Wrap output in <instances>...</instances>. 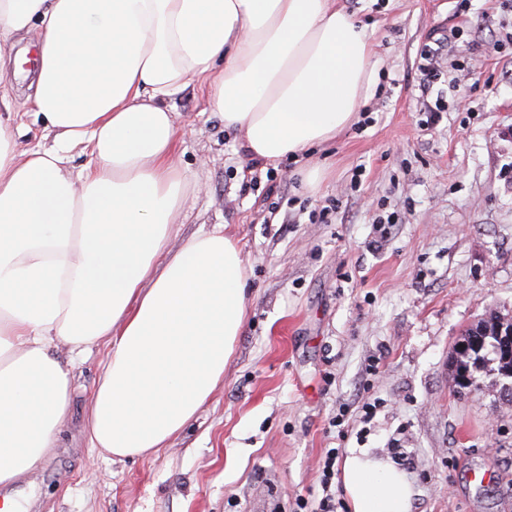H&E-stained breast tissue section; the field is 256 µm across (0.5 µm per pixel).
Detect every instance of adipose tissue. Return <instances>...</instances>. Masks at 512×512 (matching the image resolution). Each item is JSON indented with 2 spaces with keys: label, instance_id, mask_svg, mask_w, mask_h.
Masks as SVG:
<instances>
[{
  "label": "adipose tissue",
  "instance_id": "ef3b65f1",
  "mask_svg": "<svg viewBox=\"0 0 512 512\" xmlns=\"http://www.w3.org/2000/svg\"><path fill=\"white\" fill-rule=\"evenodd\" d=\"M25 34L53 143L17 157L0 90V487L39 466L68 414L58 344L108 348L86 432L114 460L168 447L224 381L247 277L223 225L169 248L189 182L172 100L207 83L225 128L275 166L348 127L375 73L337 0H0V62ZM342 484L353 512H411L413 484L383 456L351 450Z\"/></svg>",
  "mask_w": 512,
  "mask_h": 512
}]
</instances>
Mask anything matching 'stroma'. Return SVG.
<instances>
[{
    "label": "stroma",
    "instance_id": "obj_1",
    "mask_svg": "<svg viewBox=\"0 0 512 512\" xmlns=\"http://www.w3.org/2000/svg\"><path fill=\"white\" fill-rule=\"evenodd\" d=\"M344 5L377 65L355 123L307 161L326 172L316 189L289 160L249 168L206 84L173 106L176 163L190 177L173 244L225 225L248 277L223 387L169 447L114 462L85 438L108 349L60 350L70 410L56 448L6 490L20 512H293L337 446L404 451L412 512H512V402L490 376L457 393L448 366L462 328L492 310L512 316V0ZM458 22L468 47L449 57L464 68L446 67L431 123L420 52ZM390 215L393 234L370 249ZM366 402L377 406L367 424ZM343 407L356 433L341 442L329 421Z\"/></svg>",
    "mask_w": 512,
    "mask_h": 512
}]
</instances>
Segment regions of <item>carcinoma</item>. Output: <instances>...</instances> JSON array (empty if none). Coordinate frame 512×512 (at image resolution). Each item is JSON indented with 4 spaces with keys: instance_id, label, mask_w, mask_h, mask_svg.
Returning a JSON list of instances; mask_svg holds the SVG:
<instances>
[{
    "instance_id": "cac0c4a2",
    "label": "carcinoma",
    "mask_w": 512,
    "mask_h": 512,
    "mask_svg": "<svg viewBox=\"0 0 512 512\" xmlns=\"http://www.w3.org/2000/svg\"><path fill=\"white\" fill-rule=\"evenodd\" d=\"M479 328L484 331L481 349L474 351L457 347L450 357L455 386L460 393L480 390L484 375L494 376L495 385L500 387L503 373L512 370V357L506 356L502 350L505 341L512 339V317L490 312L477 324L463 329L461 342L468 341Z\"/></svg>"
}]
</instances>
